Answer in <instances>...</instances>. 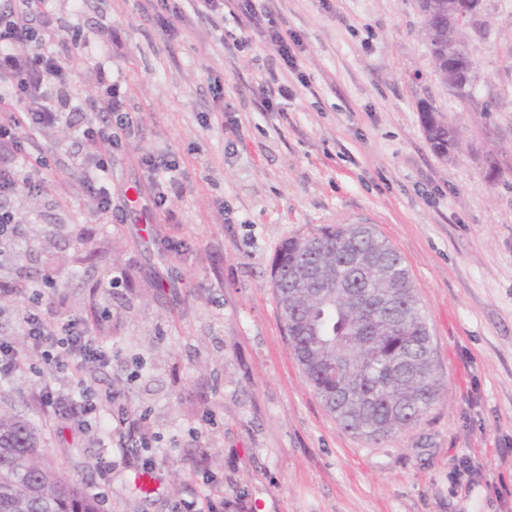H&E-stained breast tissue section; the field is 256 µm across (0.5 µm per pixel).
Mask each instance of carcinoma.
Listing matches in <instances>:
<instances>
[{
	"label": "carcinoma",
	"instance_id": "1",
	"mask_svg": "<svg viewBox=\"0 0 512 512\" xmlns=\"http://www.w3.org/2000/svg\"><path fill=\"white\" fill-rule=\"evenodd\" d=\"M446 16L427 18L425 38L434 68L448 82ZM475 66L454 95L471 98ZM424 134L446 156L458 129L430 116ZM313 261L333 274L330 302L316 283L298 284L297 271ZM272 275L284 327L314 392L346 431L378 439L418 422L438 397L426 318L400 254L364 224L327 225L280 247ZM355 288L363 304L348 300ZM40 430L17 415H0V512H101L97 499L63 477L42 453Z\"/></svg>",
	"mask_w": 512,
	"mask_h": 512
}]
</instances>
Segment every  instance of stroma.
<instances>
[{"mask_svg":"<svg viewBox=\"0 0 512 512\" xmlns=\"http://www.w3.org/2000/svg\"><path fill=\"white\" fill-rule=\"evenodd\" d=\"M263 7L298 39L293 64L236 6L52 0L70 124L26 146L38 191L0 201L21 220L0 260V337L19 344L12 311L40 285L44 312L89 322L110 351L86 379L112 403L103 428L59 433L34 395L63 376L33 355L0 384V412L36 424L102 512H179L192 494L223 512H512V0H484L468 31L467 102L436 75L416 0ZM265 86L287 87L281 111ZM115 100L133 123L102 214L76 130ZM423 101L462 130L453 155L427 143ZM170 159L180 187L158 210L149 163ZM348 219L402 256L441 386L418 423L375 442L312 391L272 288L282 241ZM108 429L124 439L103 443Z\"/></svg>","mask_w":512,"mask_h":512,"instance_id":"stroma-1","label":"stroma"}]
</instances>
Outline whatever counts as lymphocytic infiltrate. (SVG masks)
<instances>
[{
	"mask_svg": "<svg viewBox=\"0 0 512 512\" xmlns=\"http://www.w3.org/2000/svg\"><path fill=\"white\" fill-rule=\"evenodd\" d=\"M55 38L48 0H0V155L20 154L29 134L67 120L47 101L48 89L68 80L71 73L53 48ZM107 112L106 118L91 119L82 131L93 143L86 163L103 174L109 170L112 154L110 128L128 122L118 105H108ZM19 325L24 335L40 345L48 367L63 368L69 374V386L40 387L37 402L81 429L97 424L102 403L111 402L112 396L83 386V366L108 361L89 324L59 322L31 303L21 308Z\"/></svg>",
	"mask_w": 512,
	"mask_h": 512,
	"instance_id": "obj_1",
	"label": "lymphocytic infiltrate"
}]
</instances>
